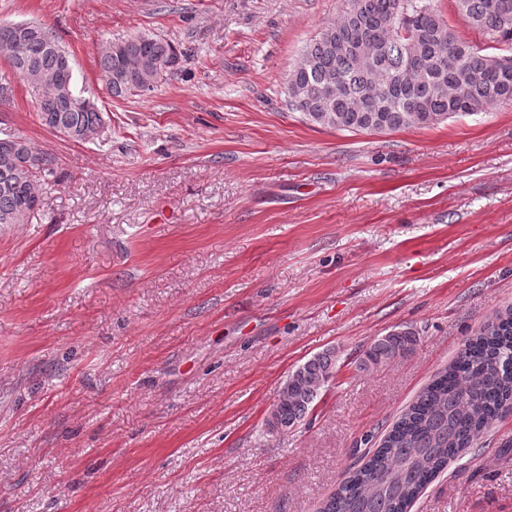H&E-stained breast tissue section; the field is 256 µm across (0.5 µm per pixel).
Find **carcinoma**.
<instances>
[{"label":"carcinoma","instance_id":"cac0c4a2","mask_svg":"<svg viewBox=\"0 0 512 512\" xmlns=\"http://www.w3.org/2000/svg\"><path fill=\"white\" fill-rule=\"evenodd\" d=\"M457 12L485 41L502 46L487 54L456 36L431 0H348L302 49L283 82L288 106L324 128L365 133L434 126L459 113L473 114L512 103V0H453ZM21 60L0 55L24 78L31 67L42 74L37 104L47 127L81 132L99 124L101 113L82 107L85 89L71 80L67 106L53 80L59 45L43 25L32 24ZM98 59L109 94L142 93L141 76L124 61L161 63L172 71L178 49L151 35H133ZM336 80L332 97L326 80ZM28 166L0 141V225L23 224L34 213L40 188L54 175L53 161ZM418 333L394 329L373 340L358 363L361 372L392 364L415 349ZM338 356L326 349L288 374L271 414L282 431L297 427L336 372ZM512 407V309L493 315L467 339L454 361L423 388L401 413L369 459L347 473L321 512H409L422 491L451 462L478 443L501 411Z\"/></svg>","mask_w":512,"mask_h":512}]
</instances>
